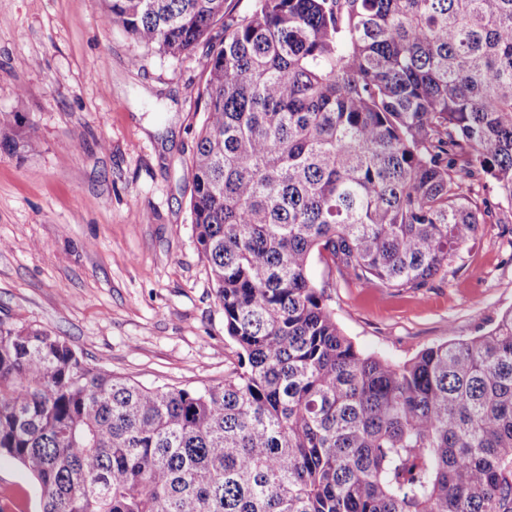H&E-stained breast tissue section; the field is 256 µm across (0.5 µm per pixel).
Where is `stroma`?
<instances>
[{"label": "stroma", "instance_id": "stroma-1", "mask_svg": "<svg viewBox=\"0 0 512 512\" xmlns=\"http://www.w3.org/2000/svg\"><path fill=\"white\" fill-rule=\"evenodd\" d=\"M103 16V0H0V113L38 138L0 153V319L148 387L217 385L238 358L190 209L202 55L141 48ZM311 277L356 348L402 362L512 307V223L481 225L419 291L319 256ZM0 492L6 512H35V482L6 458Z\"/></svg>", "mask_w": 512, "mask_h": 512}]
</instances>
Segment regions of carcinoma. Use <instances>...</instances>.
<instances>
[{
    "label": "carcinoma",
    "mask_w": 512,
    "mask_h": 512,
    "mask_svg": "<svg viewBox=\"0 0 512 512\" xmlns=\"http://www.w3.org/2000/svg\"><path fill=\"white\" fill-rule=\"evenodd\" d=\"M179 58L204 45L191 213L238 368L115 377L0 326V457L39 512H512V307L396 363L360 352L309 276L418 290L512 214V0H104ZM36 144L0 114V151Z\"/></svg>",
    "instance_id": "1"
}]
</instances>
